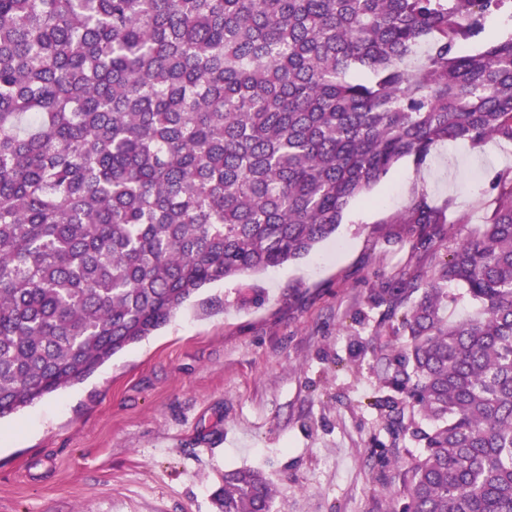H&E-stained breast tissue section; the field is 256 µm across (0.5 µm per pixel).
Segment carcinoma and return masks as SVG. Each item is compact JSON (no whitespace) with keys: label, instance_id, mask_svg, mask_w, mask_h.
I'll use <instances>...</instances> for the list:
<instances>
[{"label":"carcinoma","instance_id":"cac0c4a2","mask_svg":"<svg viewBox=\"0 0 512 512\" xmlns=\"http://www.w3.org/2000/svg\"><path fill=\"white\" fill-rule=\"evenodd\" d=\"M501 14L512 0H0V419L204 286L308 255L400 158L512 142V37H485ZM491 189L431 280L370 295L394 338L372 347L391 512H512V172ZM391 223L447 219L423 196ZM213 501L272 512L275 489L232 469Z\"/></svg>","mask_w":512,"mask_h":512}]
</instances>
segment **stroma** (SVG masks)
Listing matches in <instances>:
<instances>
[{
  "label": "stroma",
  "mask_w": 512,
  "mask_h": 512,
  "mask_svg": "<svg viewBox=\"0 0 512 512\" xmlns=\"http://www.w3.org/2000/svg\"><path fill=\"white\" fill-rule=\"evenodd\" d=\"M512 142L401 158L308 255L200 289L83 382L0 420V512H216L225 471L261 470L274 512H387L374 288L431 278L483 229ZM450 202L431 244L393 224L418 195Z\"/></svg>",
  "instance_id": "1"
}]
</instances>
